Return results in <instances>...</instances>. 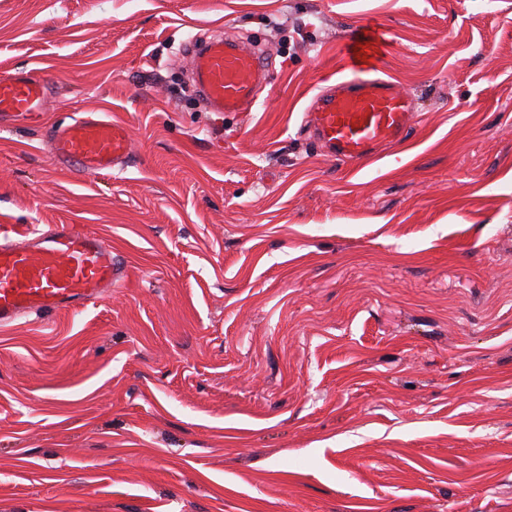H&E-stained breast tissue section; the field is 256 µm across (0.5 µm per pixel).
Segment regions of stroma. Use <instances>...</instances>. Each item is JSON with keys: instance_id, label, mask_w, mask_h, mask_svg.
<instances>
[{"instance_id": "35a3bbf8", "label": "stroma", "mask_w": 512, "mask_h": 512, "mask_svg": "<svg viewBox=\"0 0 512 512\" xmlns=\"http://www.w3.org/2000/svg\"><path fill=\"white\" fill-rule=\"evenodd\" d=\"M264 53L247 112L183 96L189 34ZM404 143L326 157L302 114L365 27ZM0 224H88L96 303L0 329V512H512V0H0ZM125 122L82 178L55 126ZM36 70L13 71L0 77V122L3 125L43 111L48 83ZM131 152L128 128L123 121L88 112L56 127L48 142L53 166L84 174L106 175L125 163Z\"/></svg>"}]
</instances>
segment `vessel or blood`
Instances as JSON below:
<instances>
[{"mask_svg":"<svg viewBox=\"0 0 512 512\" xmlns=\"http://www.w3.org/2000/svg\"><path fill=\"white\" fill-rule=\"evenodd\" d=\"M382 52L370 32L349 42L350 75L317 94L304 114L325 155L334 160H373L381 146L400 142L412 126L413 100L396 79L382 77ZM263 76L261 55L220 33L191 54V77L216 112L248 111ZM47 97L48 84L36 70L1 76L0 123L42 111ZM130 152L125 123L92 112L56 127L48 142L53 166L84 174H109ZM127 276L100 234L71 224L42 232L1 226L0 327L95 302Z\"/></svg>","mask_w":512,"mask_h":512,"instance_id":"vessel-or-blood-1","label":"vessel or blood"}]
</instances>
